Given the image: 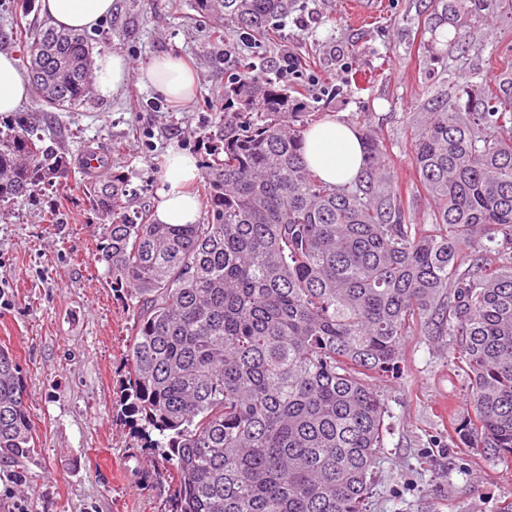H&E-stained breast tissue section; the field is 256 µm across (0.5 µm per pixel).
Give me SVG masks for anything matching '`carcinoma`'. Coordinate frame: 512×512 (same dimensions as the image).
I'll return each instance as SVG.
<instances>
[{"mask_svg": "<svg viewBox=\"0 0 512 512\" xmlns=\"http://www.w3.org/2000/svg\"><path fill=\"white\" fill-rule=\"evenodd\" d=\"M291 0H197L265 38ZM438 22L508 11L512 0H437ZM21 54L44 112L80 105L92 47L71 30ZM223 157L203 176L207 217L157 224L130 213L126 184L86 190L112 218L96 245L112 287L132 302L122 407L157 432L149 447L178 476L172 512H367L389 410L372 380L397 368L420 326L448 332L467 380L457 447L512 459V62L429 98L408 158L435 202L410 224L382 141L332 185L303 160L288 94L245 66L224 88ZM70 162L27 129L0 130V206L66 177ZM502 239H497V236ZM17 359L0 347V462L17 477L38 456Z\"/></svg>", "mask_w": 512, "mask_h": 512, "instance_id": "carcinoma-1", "label": "carcinoma"}]
</instances>
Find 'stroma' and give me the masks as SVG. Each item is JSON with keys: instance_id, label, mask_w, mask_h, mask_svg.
Returning <instances> with one entry per match:
<instances>
[{"instance_id": "1", "label": "stroma", "mask_w": 512, "mask_h": 512, "mask_svg": "<svg viewBox=\"0 0 512 512\" xmlns=\"http://www.w3.org/2000/svg\"><path fill=\"white\" fill-rule=\"evenodd\" d=\"M293 0L276 40L195 21V0H115L110 17L88 33L94 53L121 52L133 74L112 98L89 96L51 114L29 100L0 114V128L24 125L67 158L90 148L121 175L131 210L154 208L168 150L212 159L224 117V86L236 60L253 58L264 76L286 82L290 121L305 112L336 117L384 139L386 163L411 222L434 208L408 163L426 97L471 77L498 73L512 58V16L464 17L466 42L446 53L427 22L436 0ZM303 61L301 76L282 80L278 59ZM184 59L196 77L186 105L168 101L139 79L154 59ZM107 219L71 166L61 186L15 203L0 217V346L20 363L38 434L39 456L24 479L0 462V512H171L175 475L159 450L116 410L126 377L132 304L114 291L93 259ZM390 410L373 478L369 512H499L512 502V461L492 462L455 447L452 422L469 409L465 380L448 363V336H407L397 371L374 379ZM141 472H126L128 461Z\"/></svg>"}]
</instances>
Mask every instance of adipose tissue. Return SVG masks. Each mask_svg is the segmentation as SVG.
I'll return each instance as SVG.
<instances>
[{
    "label": "adipose tissue",
    "instance_id": "adipose-tissue-1",
    "mask_svg": "<svg viewBox=\"0 0 512 512\" xmlns=\"http://www.w3.org/2000/svg\"><path fill=\"white\" fill-rule=\"evenodd\" d=\"M115 0H41L43 14L55 27L79 32L95 30L109 16ZM130 78L127 59L118 52H105L95 60L92 87L104 99L111 98ZM140 78L164 97L178 104L189 102L195 91L194 75L179 58L167 55L155 59ZM31 96L30 83L14 56L0 52V114L16 111ZM305 161L319 177L331 184L351 181L364 161L359 131L329 117L306 135ZM199 174L198 162L178 149L168 151L163 162L164 186L158 193L154 217L161 224H192L201 205L185 185Z\"/></svg>",
    "mask_w": 512,
    "mask_h": 512
}]
</instances>
